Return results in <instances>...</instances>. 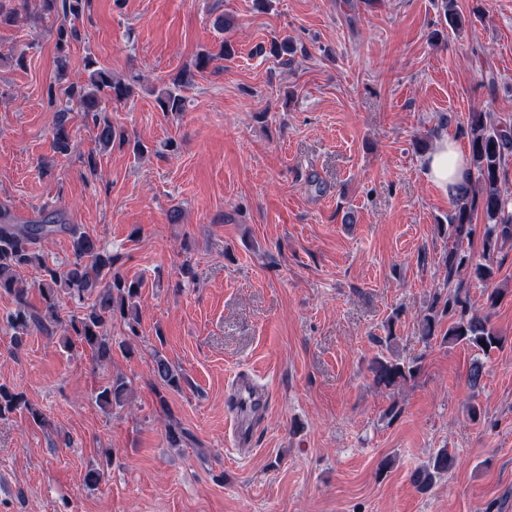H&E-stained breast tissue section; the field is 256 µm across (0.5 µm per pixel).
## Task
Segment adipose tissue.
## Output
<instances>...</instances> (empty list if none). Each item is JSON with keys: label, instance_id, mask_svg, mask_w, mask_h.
<instances>
[{"label": "adipose tissue", "instance_id": "ef3b65f1", "mask_svg": "<svg viewBox=\"0 0 512 512\" xmlns=\"http://www.w3.org/2000/svg\"><path fill=\"white\" fill-rule=\"evenodd\" d=\"M428 182L446 197L465 191L470 185V160L447 133H440L434 150L422 160Z\"/></svg>", "mask_w": 512, "mask_h": 512}]
</instances>
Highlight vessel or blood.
Segmentation results:
<instances>
[{"instance_id":"1","label":"vessel or blood","mask_w":512,"mask_h":512,"mask_svg":"<svg viewBox=\"0 0 512 512\" xmlns=\"http://www.w3.org/2000/svg\"><path fill=\"white\" fill-rule=\"evenodd\" d=\"M226 420L239 444L255 445L261 424L269 408V394L254 380L252 374H236L227 385Z\"/></svg>"}]
</instances>
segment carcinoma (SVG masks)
Instances as JSON below:
<instances>
[{
	"label": "carcinoma",
	"instance_id": "cac0c4a2",
	"mask_svg": "<svg viewBox=\"0 0 512 512\" xmlns=\"http://www.w3.org/2000/svg\"><path fill=\"white\" fill-rule=\"evenodd\" d=\"M43 10L57 15L61 20L55 28V47L59 67L65 66L70 44L80 39L75 24L88 0H40ZM88 81L70 84L63 90L67 102L79 106L86 123L96 130L102 149L112 146L116 131L111 120L99 108L101 96L107 95L122 101L131 95L130 85L117 81L112 71L91 61ZM156 103L163 112H179L183 99L165 90L157 95ZM469 140L472 183L464 193L453 199L454 209L448 215L444 233L454 238L451 249L443 259L446 268L448 299L442 311L431 306L420 319L422 338L431 340L437 335L440 315H448L451 323L443 333L442 342L465 343L484 354L498 348L502 337L491 327L489 316L469 314L465 301L460 297L462 282L456 280L462 271L485 285L490 284L495 271V257L506 245H512V194L502 188L506 162L512 158V126L493 119L491 113L479 110L469 116L466 129ZM53 137L57 148L66 150L69 142L68 110L55 112ZM482 213L487 221L482 239L480 259H474L464 242L474 234V215ZM70 237L73 259L64 264L49 265L38 253V245L57 236ZM118 257L112 255L100 241L79 230L77 225L66 222L58 210L40 213L29 224H17L6 210H0V296L11 299L13 307L3 314V320L12 331L13 344L20 347L24 337L33 331L49 336L63 331L66 337L74 336L86 345L93 358L104 363L112 360V343L107 327L112 318L119 317L131 335H138L140 325L139 299L142 282L129 279L116 267ZM36 265L41 269L40 289L45 309L32 307L27 301L28 291L18 278V271ZM94 295V301L83 313L63 320L58 315L61 297L82 301L85 295ZM374 382L391 388L413 375V367L399 358L382 357L370 367ZM153 373L163 388H180L183 374L160 351L153 354ZM99 404L105 407H122L128 401V383L116 379L98 393ZM19 412L36 426L46 424L42 412L33 406L22 393L0 385V418ZM456 458L448 450H439L428 462L412 473V481L426 487L435 476L454 468Z\"/></svg>",
	"mask_w": 512,
	"mask_h": 512
}]
</instances>
